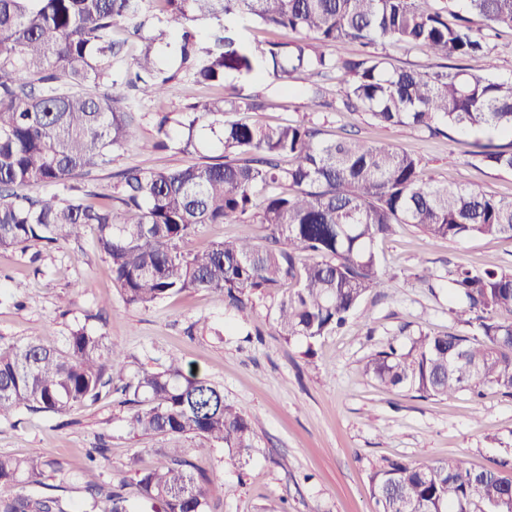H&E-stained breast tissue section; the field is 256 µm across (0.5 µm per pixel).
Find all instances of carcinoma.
<instances>
[{
  "instance_id": "1",
  "label": "carcinoma",
  "mask_w": 512,
  "mask_h": 512,
  "mask_svg": "<svg viewBox=\"0 0 512 512\" xmlns=\"http://www.w3.org/2000/svg\"><path fill=\"white\" fill-rule=\"evenodd\" d=\"M161 2L165 28L154 35L149 5ZM432 0H0V248L52 245L96 232L123 301L147 307L191 289L225 294L246 308L274 297L288 281L274 323L285 339L308 342L336 330L367 294L384 286L375 244L399 224L431 243L470 236L512 239V199L467 187L438 186L418 158L388 143L325 141L305 121L267 126L227 114L252 111L241 96H216L188 108L179 150L199 153L207 135L222 155L171 169L129 168L112 199L122 210L84 203L77 177L112 166L135 141L134 109L160 98L157 45L174 37L179 69L210 86L224 76L271 77L341 72L340 104L379 124L431 135L442 129L492 130L509 138L480 152L489 166L512 171V78L469 77L457 67L430 74L390 68L389 47H422L448 60L488 54L485 32L512 27V0H465L448 23L449 4ZM214 23L212 45L196 39ZM291 29L315 40L251 41L249 24ZM137 38L131 63L124 49ZM358 42L361 57L333 58L323 48ZM254 224L266 235L188 242L208 224ZM448 292L467 335L419 332L371 355L364 371L382 385L422 397L486 388L512 394V270L457 266ZM125 353L105 336L73 331L61 347L26 342L0 350V419L14 412L64 413L102 391L129 406L127 424L169 438L165 461L138 480L151 512H207L206 472L186 458L182 438L204 437L244 462L254 426L224 389L170 359L161 369L126 373ZM53 463L43 455H0V512H65L46 489ZM377 512H490L509 508L512 477L501 468L472 470L460 460H389L371 476ZM77 512H134L101 485Z\"/></svg>"
}]
</instances>
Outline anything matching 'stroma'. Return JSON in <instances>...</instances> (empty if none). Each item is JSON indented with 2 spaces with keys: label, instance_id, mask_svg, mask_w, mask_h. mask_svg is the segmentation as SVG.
Instances as JSON below:
<instances>
[{
  "label": "stroma",
  "instance_id": "35a3bbf8",
  "mask_svg": "<svg viewBox=\"0 0 512 512\" xmlns=\"http://www.w3.org/2000/svg\"><path fill=\"white\" fill-rule=\"evenodd\" d=\"M488 58L465 60L468 75L512 77V28H500ZM171 82L166 96L146 100L135 112L138 140L116 154L112 167L84 182L88 204H107L118 173L130 167L178 168L191 161L177 149H158L157 125L178 130L188 105L211 91L177 70L178 59L161 61ZM310 80L299 75L291 92L271 79L224 80V95L251 96L260 104L247 117L276 125L316 123L325 139L352 136L386 142L415 154L426 175L442 186H464L512 198V172L489 167L480 144L501 143L485 130L432 136L377 123L363 112L309 111L302 95ZM386 286L371 291L341 329L313 345L284 339L272 321V298L251 307H230L223 293L191 290L149 308L125 304L100 252L96 233L52 246L0 249V347L35 341L62 346L73 330L86 328L118 344L130 366L160 367L181 358L224 390L226 400L252 419L256 442L249 460L237 463L216 442L189 435L188 458L207 471L208 512H375L370 477L387 460H462L481 469L512 462V395L485 389L482 398L461 391L421 398L381 387L364 372L387 341H408L418 332L466 334L449 311L448 271L457 264L512 269V239L471 236L429 243L413 225L399 226L378 241ZM436 279L420 280L422 267ZM83 289H75V282ZM127 406L111 394L64 414L25 411L0 420V454H42L62 463L50 480L65 512H74L92 485L122 490L138 504L137 480L156 466L167 438L133 433ZM96 447L105 454L89 463Z\"/></svg>",
  "mask_w": 512,
  "mask_h": 512
}]
</instances>
